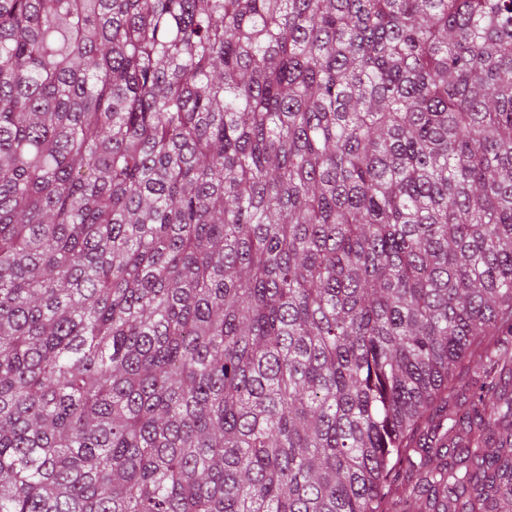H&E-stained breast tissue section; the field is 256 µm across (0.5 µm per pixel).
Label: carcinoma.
Returning a JSON list of instances; mask_svg holds the SVG:
<instances>
[{
	"label": "carcinoma",
	"mask_w": 512,
	"mask_h": 512,
	"mask_svg": "<svg viewBox=\"0 0 512 512\" xmlns=\"http://www.w3.org/2000/svg\"><path fill=\"white\" fill-rule=\"evenodd\" d=\"M505 330L512 0H0V512H512Z\"/></svg>",
	"instance_id": "obj_1"
}]
</instances>
